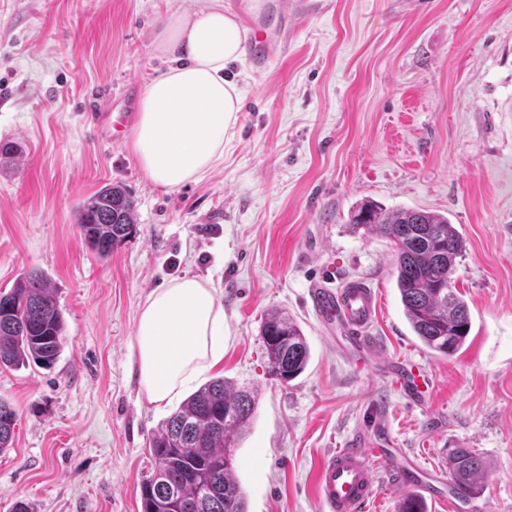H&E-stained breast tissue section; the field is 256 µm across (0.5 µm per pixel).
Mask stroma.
<instances>
[{
  "instance_id": "35a3bbf8",
  "label": "stroma",
  "mask_w": 512,
  "mask_h": 512,
  "mask_svg": "<svg viewBox=\"0 0 512 512\" xmlns=\"http://www.w3.org/2000/svg\"><path fill=\"white\" fill-rule=\"evenodd\" d=\"M294 19L264 70H225L242 107L224 155L200 181L167 192L145 176L130 134L94 119L93 91L136 111L167 65L153 35L196 0H0V290L45 275L67 343L50 369L0 370L18 413L0 453V512H141L155 467L148 441L170 416L140 392L130 361L147 295L189 275L224 306V358L208 378L257 391L234 452L247 512H324L323 458L374 437L430 472L472 448L489 464L475 503L512 512V0H287ZM135 200L136 231L100 257L80 204L108 184ZM448 216L465 240L453 282L467 301L465 346L441 357L414 336L386 238L353 227L365 201ZM218 225L219 234L206 231ZM370 284L377 362L347 355L316 316L309 287ZM279 310L301 327L310 361L271 379L261 325ZM429 375L422 400L384 370Z\"/></svg>"
}]
</instances>
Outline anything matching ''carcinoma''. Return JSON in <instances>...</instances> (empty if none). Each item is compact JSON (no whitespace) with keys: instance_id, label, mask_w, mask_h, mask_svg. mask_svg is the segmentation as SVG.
<instances>
[{"instance_id":"cac0c4a2","label":"carcinoma","mask_w":512,"mask_h":512,"mask_svg":"<svg viewBox=\"0 0 512 512\" xmlns=\"http://www.w3.org/2000/svg\"><path fill=\"white\" fill-rule=\"evenodd\" d=\"M353 225L387 238L396 252V285L405 317L423 344L451 357L471 329L466 300L452 284L464 240L448 217L424 209L387 210L369 202ZM78 226L103 258L135 232L134 201L120 185H107L82 202ZM265 367L287 383L302 374L310 348L302 329L272 312L261 330ZM67 342L66 326L53 288L42 275H27L0 291V370L34 364L52 368ZM257 392L215 378L190 394L149 440L155 471L141 486L142 512H246L235 477L234 448L255 414ZM16 410L0 399V452L12 444ZM453 487L480 496L488 474L485 458L472 448L448 456ZM398 512H427L413 492Z\"/></svg>"}]
</instances>
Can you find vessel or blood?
<instances>
[{"instance_id":"vessel-or-blood-1","label":"vessel or blood","mask_w":512,"mask_h":512,"mask_svg":"<svg viewBox=\"0 0 512 512\" xmlns=\"http://www.w3.org/2000/svg\"><path fill=\"white\" fill-rule=\"evenodd\" d=\"M249 48L255 63L261 67L277 55L274 41L256 28L250 33ZM309 297L323 321L343 327L354 351L376 355L369 330L377 316L378 303L374 290L366 282L353 280L339 289L317 282L311 286ZM378 464L383 465L386 484L391 490L413 487L431 498L446 501L448 512H457L462 494L443 492L439 480L422 472L413 461L362 435L328 453L319 467L317 486L325 512H364L376 492L374 467Z\"/></svg>"}]
</instances>
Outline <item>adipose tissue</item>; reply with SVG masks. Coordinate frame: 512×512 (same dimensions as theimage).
<instances>
[{"instance_id": "adipose-tissue-1", "label": "adipose tissue", "mask_w": 512, "mask_h": 512, "mask_svg": "<svg viewBox=\"0 0 512 512\" xmlns=\"http://www.w3.org/2000/svg\"><path fill=\"white\" fill-rule=\"evenodd\" d=\"M245 28L221 0L170 13L155 36L171 65L146 83L131 149L148 180L165 191L200 180L222 158L241 109L225 67L244 53ZM135 357L141 392L162 408L224 356V309L217 292L183 276L153 289L138 316Z\"/></svg>"}]
</instances>
